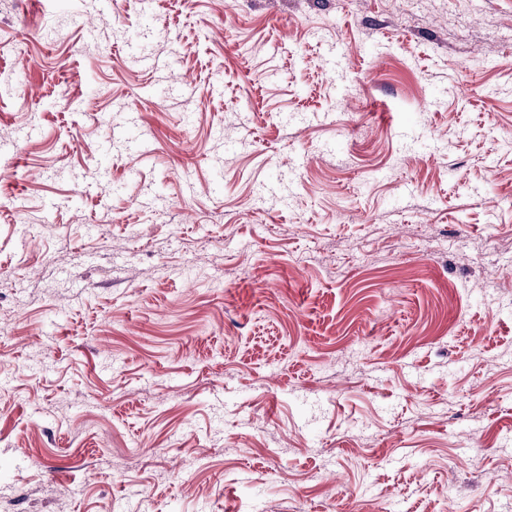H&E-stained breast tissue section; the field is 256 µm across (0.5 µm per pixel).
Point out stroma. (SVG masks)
Wrapping results in <instances>:
<instances>
[{"mask_svg": "<svg viewBox=\"0 0 512 512\" xmlns=\"http://www.w3.org/2000/svg\"><path fill=\"white\" fill-rule=\"evenodd\" d=\"M0 512H512V0H0Z\"/></svg>", "mask_w": 512, "mask_h": 512, "instance_id": "35a3bbf8", "label": "stroma"}]
</instances>
